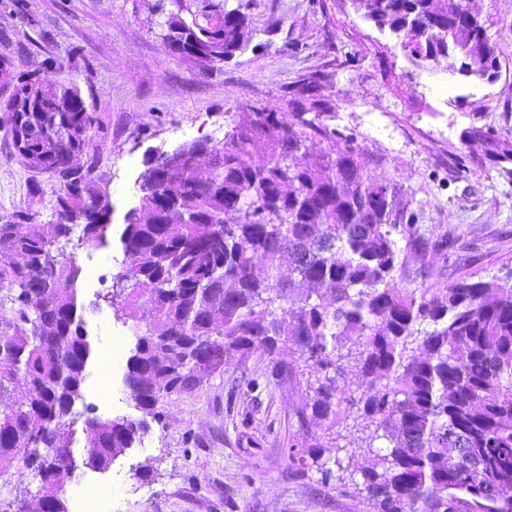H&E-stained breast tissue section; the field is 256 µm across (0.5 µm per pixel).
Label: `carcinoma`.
Here are the masks:
<instances>
[{"label": "carcinoma", "mask_w": 512, "mask_h": 512, "mask_svg": "<svg viewBox=\"0 0 512 512\" xmlns=\"http://www.w3.org/2000/svg\"><path fill=\"white\" fill-rule=\"evenodd\" d=\"M353 3L417 64L438 66L451 49L474 79L500 66L483 25L446 0ZM158 9L169 49L206 65L250 44L239 9L188 19L182 0ZM2 72L0 128L22 165L54 180L55 201L43 223L29 208L0 217V466L20 459L42 483L0 512H68L76 424L83 464L105 469L147 433L146 416L256 347L281 375L294 370L287 357L309 368L302 421L323 427L344 413L374 427L352 481L374 512H512V277L427 283V254L449 259L448 236L422 231L406 191L367 171L312 81L289 122L260 109L175 163L143 156L111 299L130 325L124 385L144 417L76 410L92 357L78 253L110 230L98 116L72 80L18 73L6 57ZM463 141L512 177V136L480 127ZM349 367L355 391L336 382ZM289 459L307 468L314 450L293 444Z\"/></svg>", "instance_id": "1"}]
</instances>
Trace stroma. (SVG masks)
I'll use <instances>...</instances> for the list:
<instances>
[{"label":"stroma","mask_w":512,"mask_h":512,"mask_svg":"<svg viewBox=\"0 0 512 512\" xmlns=\"http://www.w3.org/2000/svg\"><path fill=\"white\" fill-rule=\"evenodd\" d=\"M27 19L0 11V56L17 70L54 64L77 79L101 128L95 136L107 178L112 226L105 244L81 251V299L96 357L87 367L82 402L95 415L139 417L123 385L128 332L109 300L119 236L139 205L142 159L203 137L222 139L247 122L253 107L289 117L292 92L316 77L334 123L356 133L369 172L402 185L422 210L423 228L441 226L454 255L427 263L439 284L461 277L512 274V178L464 147L471 127L512 135V0H470L500 57L495 81H476L455 66L421 67L389 31L362 19L352 0H183L186 9H243L254 30L249 48L203 68L162 39L158 0H26ZM354 62H347V55ZM449 78V93L434 88ZM34 175L0 130V215L28 207L51 216L52 196L32 201ZM307 374L272 378L270 358L255 349L226 361L196 393L168 399L161 421L107 470L80 467L64 485L66 505L93 482L112 488L97 512H368L340 481L288 459L290 444L326 447L348 472L364 462L365 430L352 421L330 429L301 422Z\"/></svg>","instance_id":"obj_1"}]
</instances>
